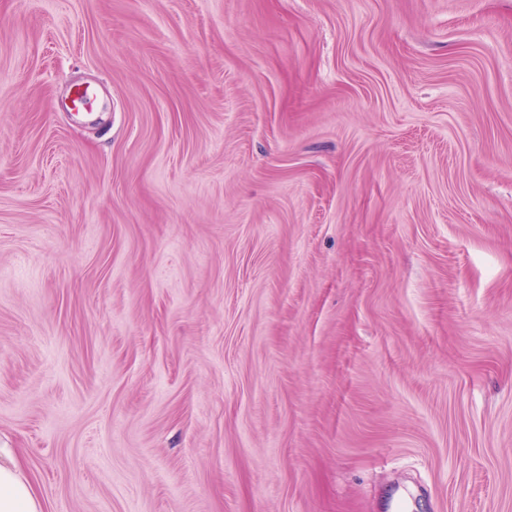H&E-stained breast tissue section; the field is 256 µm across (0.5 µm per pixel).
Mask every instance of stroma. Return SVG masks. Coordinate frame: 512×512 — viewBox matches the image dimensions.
<instances>
[{
  "label": "stroma",
  "mask_w": 512,
  "mask_h": 512,
  "mask_svg": "<svg viewBox=\"0 0 512 512\" xmlns=\"http://www.w3.org/2000/svg\"><path fill=\"white\" fill-rule=\"evenodd\" d=\"M0 448L44 512H512V0H0Z\"/></svg>",
  "instance_id": "35a3bbf8"
}]
</instances>
